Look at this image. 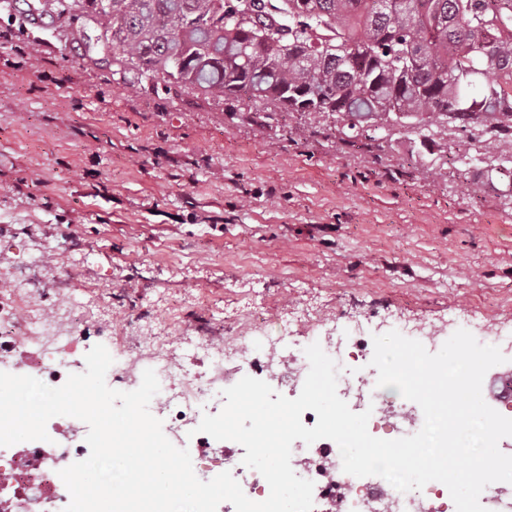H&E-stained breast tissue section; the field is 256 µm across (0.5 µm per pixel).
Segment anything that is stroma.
I'll use <instances>...</instances> for the list:
<instances>
[{
	"label": "stroma",
	"mask_w": 512,
	"mask_h": 512,
	"mask_svg": "<svg viewBox=\"0 0 512 512\" xmlns=\"http://www.w3.org/2000/svg\"><path fill=\"white\" fill-rule=\"evenodd\" d=\"M45 2L0 0V272L53 245L125 339L144 315L175 341L200 302L226 346L306 347L342 311L512 333L511 138L386 125L350 145L245 95H147L85 63L91 23ZM301 303L316 319L291 320Z\"/></svg>",
	"instance_id": "1"
}]
</instances>
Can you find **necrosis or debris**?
Segmentation results:
<instances>
[{
    "label": "necrosis or debris",
    "mask_w": 512,
    "mask_h": 512,
    "mask_svg": "<svg viewBox=\"0 0 512 512\" xmlns=\"http://www.w3.org/2000/svg\"><path fill=\"white\" fill-rule=\"evenodd\" d=\"M48 265L47 253L23 255L9 277V291L0 294V370L7 368L57 387L68 374L84 371L80 347L84 337L111 339L112 320L100 311L95 296L86 299L80 312L61 297L44 300V287L61 293L70 285L65 277L44 280L41 272ZM401 322V317L391 313L377 323L354 318L345 335L332 332L324 338L327 353L342 367L339 397L351 410L370 411L368 431L381 439L415 434L424 423L411 401L393 399L366 368L374 354V336ZM218 332V327L212 326L183 336L182 344L195 350L190 357L168 348L155 321H140L135 340L118 346L117 362L106 381L134 390L140 386L144 370L153 369L160 390L149 410L163 421L176 444L191 432L197 444L208 443L207 434L198 432L197 427L203 414H216L223 407V391L229 386L225 365L246 370L273 389L284 388L289 397H297L307 370L295 355L290 337L261 344L247 337L227 351L216 340ZM200 351L209 353L210 361L204 371L195 374L191 368L197 365ZM52 430L54 442L26 441L18 448H0V512H63L68 505L70 495L58 472L86 459L89 447L74 420L55 422ZM245 453L242 447L215 456L198 453L194 472L203 480L213 470L230 471L249 499L263 501L269 495V485L260 473L243 465ZM291 466L297 476L313 481L314 512H456L442 483L433 481L422 490L402 492L382 477L345 473L339 448L329 439L309 445L295 441Z\"/></svg>",
    "instance_id": "obj_1"
}]
</instances>
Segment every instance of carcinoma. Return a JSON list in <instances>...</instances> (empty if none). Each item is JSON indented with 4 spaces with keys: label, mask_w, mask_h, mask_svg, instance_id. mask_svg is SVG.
I'll return each instance as SVG.
<instances>
[{
    "label": "carcinoma",
    "mask_w": 512,
    "mask_h": 512,
    "mask_svg": "<svg viewBox=\"0 0 512 512\" xmlns=\"http://www.w3.org/2000/svg\"><path fill=\"white\" fill-rule=\"evenodd\" d=\"M86 59L144 87L243 94L373 139L388 120L512 128V0H75Z\"/></svg>",
    "instance_id": "1"
}]
</instances>
